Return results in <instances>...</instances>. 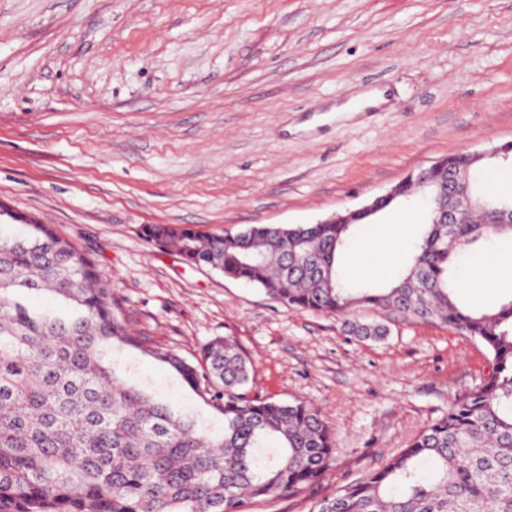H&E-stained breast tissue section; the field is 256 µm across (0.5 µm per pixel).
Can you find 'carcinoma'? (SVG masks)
I'll return each mask as SVG.
<instances>
[{
  "instance_id": "obj_1",
  "label": "carcinoma",
  "mask_w": 512,
  "mask_h": 512,
  "mask_svg": "<svg viewBox=\"0 0 512 512\" xmlns=\"http://www.w3.org/2000/svg\"><path fill=\"white\" fill-rule=\"evenodd\" d=\"M458 183L486 205L487 223L424 224L402 275L380 287L341 284L338 259L355 224H256L205 234L176 224L142 233L187 264L261 288L292 308L349 315L361 307L436 322L483 345L481 383L382 468L313 512H512V299L478 311L457 300L456 252L512 237L499 224L512 197L487 193L477 172L493 160L447 156ZM0 236V512H248L320 479L335 450L320 413L303 401L251 396L252 363L231 336L193 364L146 345L119 312L96 263L49 226ZM32 291L62 303L39 310ZM379 340V322L348 321ZM132 348L169 366L224 416L212 432L201 414L176 409L128 376L117 354Z\"/></svg>"
}]
</instances>
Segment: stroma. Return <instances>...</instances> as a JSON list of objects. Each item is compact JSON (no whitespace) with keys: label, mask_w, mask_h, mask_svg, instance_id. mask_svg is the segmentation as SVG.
<instances>
[{"label":"stroma","mask_w":512,"mask_h":512,"mask_svg":"<svg viewBox=\"0 0 512 512\" xmlns=\"http://www.w3.org/2000/svg\"><path fill=\"white\" fill-rule=\"evenodd\" d=\"M379 92L362 112L343 106ZM512 140V0H0V204L112 281L133 330L188 361L214 337L251 394L300 399L334 433L324 477L249 512H310L382 467L486 374L470 337L377 310L339 316L191 267L146 224L237 233L356 208L456 150ZM133 378L224 419L166 365ZM351 332L359 338L379 340L387 335V328L383 323L365 322L359 319L349 320Z\"/></svg>","instance_id":"35a3bbf8"}]
</instances>
